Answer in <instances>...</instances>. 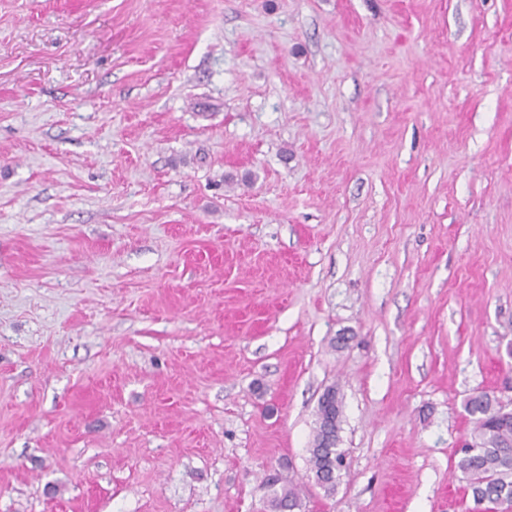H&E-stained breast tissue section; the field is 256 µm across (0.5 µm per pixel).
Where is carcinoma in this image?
<instances>
[{
  "instance_id": "1",
  "label": "carcinoma",
  "mask_w": 512,
  "mask_h": 512,
  "mask_svg": "<svg viewBox=\"0 0 512 512\" xmlns=\"http://www.w3.org/2000/svg\"><path fill=\"white\" fill-rule=\"evenodd\" d=\"M465 410L473 423L472 447L461 450L455 469L465 479L473 512H512V417L502 415L500 401L486 392L468 398ZM342 414V397L333 386L318 401L309 449L310 470L328 494L340 479Z\"/></svg>"
}]
</instances>
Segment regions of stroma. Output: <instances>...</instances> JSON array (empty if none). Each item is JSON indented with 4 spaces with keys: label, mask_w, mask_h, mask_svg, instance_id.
<instances>
[{
    "label": "stroma",
    "mask_w": 512,
    "mask_h": 512,
    "mask_svg": "<svg viewBox=\"0 0 512 512\" xmlns=\"http://www.w3.org/2000/svg\"><path fill=\"white\" fill-rule=\"evenodd\" d=\"M479 391L512 0H0V512H468ZM342 414L340 391L332 386L318 401L312 448H309L310 470L316 483L328 494L335 491L340 479L342 452L337 447Z\"/></svg>",
    "instance_id": "stroma-1"
}]
</instances>
